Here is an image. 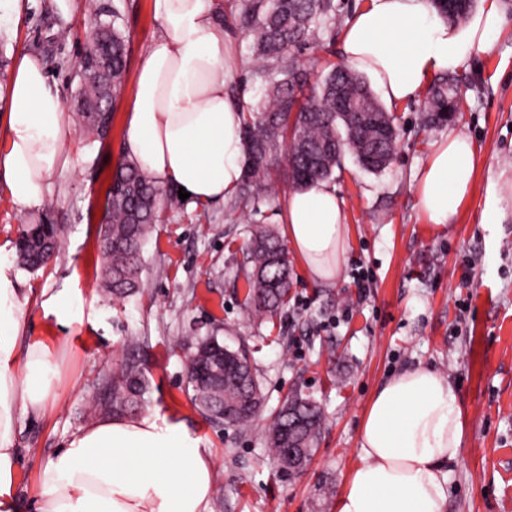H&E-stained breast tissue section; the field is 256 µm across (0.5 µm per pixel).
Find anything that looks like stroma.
Wrapping results in <instances>:
<instances>
[{"instance_id":"stroma-1","label":"stroma","mask_w":512,"mask_h":512,"mask_svg":"<svg viewBox=\"0 0 512 512\" xmlns=\"http://www.w3.org/2000/svg\"><path fill=\"white\" fill-rule=\"evenodd\" d=\"M502 6L499 38L455 73L461 103L453 122L426 126L420 96L389 108L398 140L385 170L370 173L344 157L331 179L350 226L336 280L315 283L294 261L291 299L272 319L247 317L240 263L254 229L284 231L293 187L283 156L254 209L193 204L163 188L160 217L143 251L141 291L116 301L102 289L105 170L123 160L135 76L159 32L150 0H74L66 20L55 0H25L19 18L0 23V63L10 68L19 55L40 56L67 104L77 94L79 61L95 21L120 10L130 36L112 131L101 142L75 123L66 146L73 164L53 178L51 210L29 212L0 186V272L18 290L28 336L56 350L62 377L45 414L18 420L17 493L26 508L38 498L42 466L90 424L87 406L102 370L133 356L151 386L147 414L183 422L209 452L216 474L211 512H335L375 390L417 365L454 384L465 414L461 461L448 471V512H512V212L503 223L482 222L492 184L512 169V0ZM224 25L240 60L229 90L258 104L251 40L232 15ZM452 134L473 141L482 167L464 209L445 227L420 211L414 187L434 144ZM39 222L58 226V251L47 266L29 271L17 262L16 241L26 225ZM60 299L74 302L79 320L56 319ZM214 327L226 344L245 348L256 369L264 404L252 428L210 421L191 402L184 347ZM292 392L313 397L325 420L311 463L286 475L263 430Z\"/></svg>"}]
</instances>
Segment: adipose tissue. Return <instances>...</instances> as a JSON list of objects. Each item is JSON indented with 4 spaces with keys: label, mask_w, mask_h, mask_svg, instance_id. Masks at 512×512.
Listing matches in <instances>:
<instances>
[{
    "label": "adipose tissue",
    "mask_w": 512,
    "mask_h": 512,
    "mask_svg": "<svg viewBox=\"0 0 512 512\" xmlns=\"http://www.w3.org/2000/svg\"><path fill=\"white\" fill-rule=\"evenodd\" d=\"M159 32L138 70L123 158L159 186L184 188L194 203H216L242 182L244 109L228 83L233 37L215 0H151ZM499 0H481L466 23L440 18L432 0H364L342 33V54L391 105L414 100L437 75L490 48L501 35ZM9 109L0 143V183L13 201L39 209L51 180L71 159L72 119L48 68L20 55L0 103ZM482 164L468 136L435 144L415 195L430 223L452 224ZM285 236L307 275L335 280L348 248L334 186L318 182L289 195ZM49 344L25 334L23 305L0 273V512L15 496L19 413L40 414L60 390ZM462 408L452 385L418 365L383 382L360 424L357 461L336 512H446L448 466L459 460ZM37 512H210L214 470L179 422L154 416L104 417L79 429L42 467Z\"/></svg>",
    "instance_id": "obj_1"
}]
</instances>
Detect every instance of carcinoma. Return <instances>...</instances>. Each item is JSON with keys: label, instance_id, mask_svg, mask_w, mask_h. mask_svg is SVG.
<instances>
[{"label": "carcinoma", "instance_id": "cac0c4a2", "mask_svg": "<svg viewBox=\"0 0 512 512\" xmlns=\"http://www.w3.org/2000/svg\"><path fill=\"white\" fill-rule=\"evenodd\" d=\"M438 14L463 23L476 0H463L451 12L432 0ZM236 23L252 37L263 99L257 108H246L243 137L246 163L241 195L258 199L270 179L273 161L289 156L287 176L303 187L329 180L352 154L365 170L387 167L395 150L394 118L375 99L363 76L337 65L316 85L303 92L296 55L322 39L336 25L335 0H239ZM121 14L112 9V20L92 28L79 62L81 90L74 108L87 131L105 139L112 129L113 113L93 109L99 100L117 99L129 62V36L120 27ZM112 47V65L100 66L103 44ZM458 85L448 77L437 78L428 92L424 120L442 124L443 114L458 110ZM106 225L101 238L102 280L116 299L133 296L140 288L139 269L145 244L157 221L162 190L151 176L126 164L117 167L108 191ZM57 247L53 224H32L17 241L19 263L38 269L47 264ZM285 247L270 230L252 235L242 269L248 280L245 308L248 314L271 317L285 307L292 287V265L282 258ZM191 363L199 375L189 379L194 405L211 418L240 428L249 426L263 401L246 352L232 348L215 333L197 336L188 346ZM149 385L142 365L127 358L117 369H107L97 381L93 412L120 416L146 404ZM323 412L315 400L299 393L287 396L266 430V443L276 454L290 440L301 449L299 458L280 463L291 475L305 468L314 452Z\"/></svg>", "mask_w": 512, "mask_h": 512}]
</instances>
